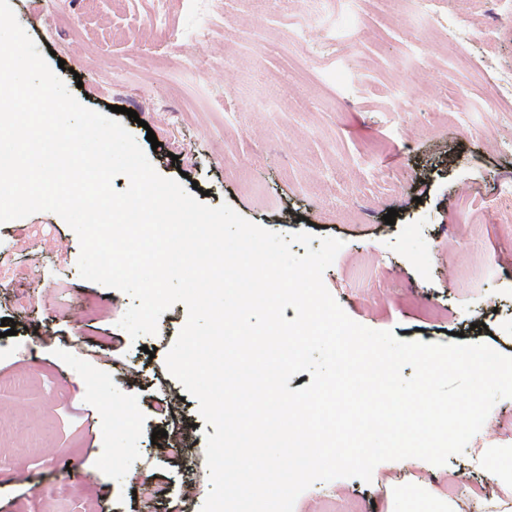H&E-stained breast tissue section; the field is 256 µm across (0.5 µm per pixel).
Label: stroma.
I'll return each mask as SVG.
<instances>
[{
	"mask_svg": "<svg viewBox=\"0 0 512 512\" xmlns=\"http://www.w3.org/2000/svg\"><path fill=\"white\" fill-rule=\"evenodd\" d=\"M74 97L121 115L155 170L251 222L344 246L323 281L345 313L402 341L484 342L512 356V108L489 97L482 60L512 68V0H336L304 37L273 0H9ZM448 26L436 25V18ZM482 32L459 42L454 24ZM204 56L191 72L184 59ZM159 144L151 146L147 133ZM396 210L394 224L383 220ZM79 241L52 212L0 224V512H200L209 490L199 404L166 368L183 303L156 335L119 322L130 296L81 278ZM188 424L182 457L163 448L157 399ZM512 447V398L442 466L378 464L301 493L294 512H394L417 489L455 512H502L512 492L481 452ZM29 482L17 481L18 473ZM166 490L154 499L155 486Z\"/></svg>",
	"mask_w": 512,
	"mask_h": 512,
	"instance_id": "35a3bbf8",
	"label": "stroma"
}]
</instances>
